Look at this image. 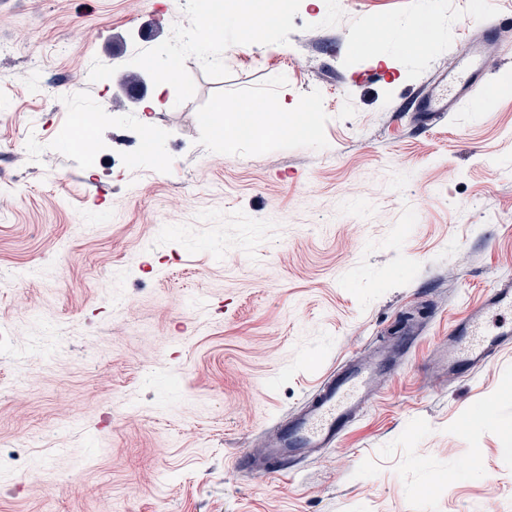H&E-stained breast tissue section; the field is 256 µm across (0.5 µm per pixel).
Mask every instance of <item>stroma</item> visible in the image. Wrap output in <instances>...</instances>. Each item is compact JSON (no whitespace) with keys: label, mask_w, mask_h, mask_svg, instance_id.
I'll return each mask as SVG.
<instances>
[{"label":"stroma","mask_w":512,"mask_h":512,"mask_svg":"<svg viewBox=\"0 0 512 512\" xmlns=\"http://www.w3.org/2000/svg\"><path fill=\"white\" fill-rule=\"evenodd\" d=\"M265 7L283 21L228 0L213 29L208 0H0V512H512V347L452 383L432 362L512 277V41L485 112L429 127L410 92L455 68L478 0ZM246 101L304 132L217 145L206 113ZM408 322L336 446L243 469ZM166 86V79H161L158 83L156 93L154 97L145 101L141 109V142L142 145L151 149L153 145L155 127L153 112H157L158 109L163 105V91Z\"/></svg>","instance_id":"1"}]
</instances>
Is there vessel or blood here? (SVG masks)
<instances>
[{"label": "vessel or blood", "instance_id": "vessel-or-blood-1", "mask_svg": "<svg viewBox=\"0 0 512 512\" xmlns=\"http://www.w3.org/2000/svg\"><path fill=\"white\" fill-rule=\"evenodd\" d=\"M504 16L483 27L485 41L475 47L462 38L452 48L453 57L466 60V71L437 77L426 92H413L419 112L427 120L443 112H470L484 99V87L495 60L494 45L504 29ZM512 314V279L496 278L485 301L471 309L449 332L454 343L439 352L436 362L448 375L467 377L472 370L490 364L505 346L512 344V321H501V313ZM391 363V353L377 352L368 362H349L330 371L296 415L280 421L276 435L262 458L246 456L243 465L260 475L277 473L284 457L296 456L309 448H326L338 440L343 429L375 396L374 382Z\"/></svg>", "mask_w": 512, "mask_h": 512}]
</instances>
